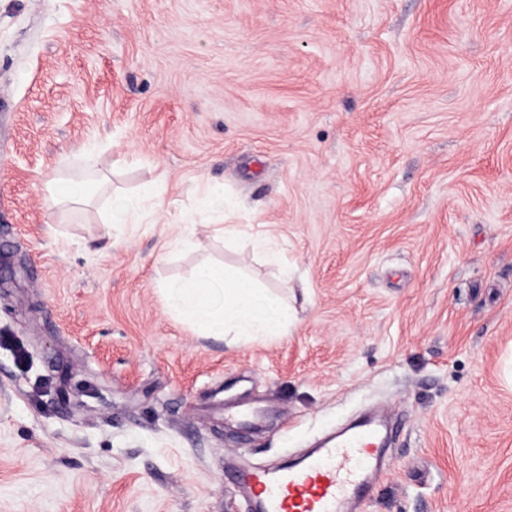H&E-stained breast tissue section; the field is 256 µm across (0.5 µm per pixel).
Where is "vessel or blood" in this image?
I'll use <instances>...</instances> for the list:
<instances>
[{
	"label": "vessel or blood",
	"instance_id": "1",
	"mask_svg": "<svg viewBox=\"0 0 512 512\" xmlns=\"http://www.w3.org/2000/svg\"><path fill=\"white\" fill-rule=\"evenodd\" d=\"M382 429L368 420L322 443L300 464L239 471L237 480L256 495L260 512H347L361 502L384 457Z\"/></svg>",
	"mask_w": 512,
	"mask_h": 512
}]
</instances>
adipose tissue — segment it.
<instances>
[{
	"label": "adipose tissue",
	"instance_id": "1",
	"mask_svg": "<svg viewBox=\"0 0 512 512\" xmlns=\"http://www.w3.org/2000/svg\"><path fill=\"white\" fill-rule=\"evenodd\" d=\"M163 294L177 318L233 344L287 335L294 322L269 289L223 267H200L191 278L166 284Z\"/></svg>",
	"mask_w": 512,
	"mask_h": 512
}]
</instances>
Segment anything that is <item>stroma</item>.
<instances>
[{"mask_svg": "<svg viewBox=\"0 0 512 512\" xmlns=\"http://www.w3.org/2000/svg\"><path fill=\"white\" fill-rule=\"evenodd\" d=\"M205 263L280 289L288 335L177 320ZM372 407L404 425L363 512H512V0H0V512H252L225 466ZM74 184H80L73 178L58 177L50 181L47 185L49 196L46 197L48 204L52 207L59 201H66L74 205H83L88 202L85 189L81 184V188H74ZM160 195L157 187L148 185L138 195L114 199L109 210V223L132 224L133 218L148 206L155 213ZM203 210L213 213L222 221L217 225L223 227L219 229L223 232L224 238H233L240 234L241 224H222L224 223V189L222 186L215 184H207L203 190L200 200Z\"/></svg>", "mask_w": 512, "mask_h": 512, "instance_id": "1", "label": "stroma"}]
</instances>
